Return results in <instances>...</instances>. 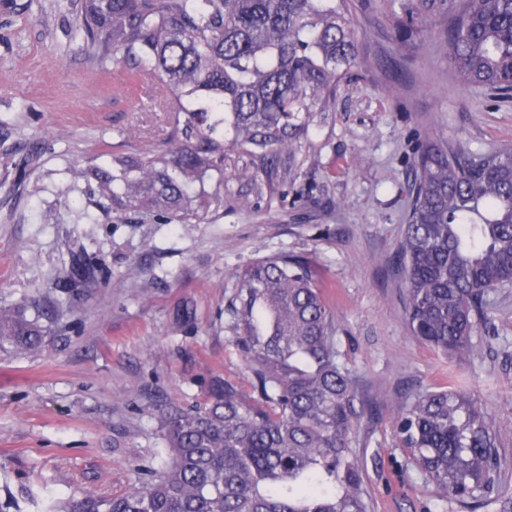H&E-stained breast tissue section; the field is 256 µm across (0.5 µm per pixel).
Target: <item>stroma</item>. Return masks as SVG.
I'll use <instances>...</instances> for the list:
<instances>
[{
    "label": "stroma",
    "mask_w": 512,
    "mask_h": 512,
    "mask_svg": "<svg viewBox=\"0 0 512 512\" xmlns=\"http://www.w3.org/2000/svg\"><path fill=\"white\" fill-rule=\"evenodd\" d=\"M391 0H351L357 60L330 111L315 113L285 203L258 200L226 162L223 203L203 224H166L72 190L67 170L136 153L167 136L150 77L128 90L73 48L71 0H0V304L56 299L41 322L45 347L0 349V502L37 512L42 487L119 494L145 466L165 463L154 417L169 402L202 403L220 377L247 391L228 305L236 273L276 253L305 257L330 297L343 360L364 415L352 446L364 460L370 512H512V285L488 298L489 326L469 360L443 358L412 335L402 274L392 263L411 198L412 135L428 131L481 153L512 144V100L458 82L432 48L397 40ZM50 211L58 223L43 224ZM92 213L89 224L82 212ZM98 252L111 284L67 297L69 243ZM192 327L178 319L183 305ZM456 385L501 426L508 465L499 501L439 500L396 437L392 408Z\"/></svg>",
    "instance_id": "35a3bbf8"
}]
</instances>
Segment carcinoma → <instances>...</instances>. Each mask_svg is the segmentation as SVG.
<instances>
[{
    "label": "carcinoma",
    "instance_id": "cac0c4a2",
    "mask_svg": "<svg viewBox=\"0 0 512 512\" xmlns=\"http://www.w3.org/2000/svg\"><path fill=\"white\" fill-rule=\"evenodd\" d=\"M438 17L450 19L439 51L458 79L512 98V0H400L392 12L402 41ZM74 38L102 70L119 54L127 82L152 76L170 132L159 148L73 169V184L89 179L117 207L202 224L235 149L248 157L235 176L284 199L310 118L330 111L356 62L357 32L348 0H77ZM415 176L397 248L405 320L460 363L487 319L486 296L512 283V147L474 154L424 131ZM84 254L69 268L71 290L96 280ZM32 307L39 297L0 305V346L42 349ZM230 311L251 391L215 378L204 404H168L162 469L118 495L50 493L41 512H369L351 448L364 407L307 260L274 254L245 266ZM394 427L441 499L480 504L498 488L499 425L464 389L418 394Z\"/></svg>",
    "mask_w": 512,
    "mask_h": 512
}]
</instances>
